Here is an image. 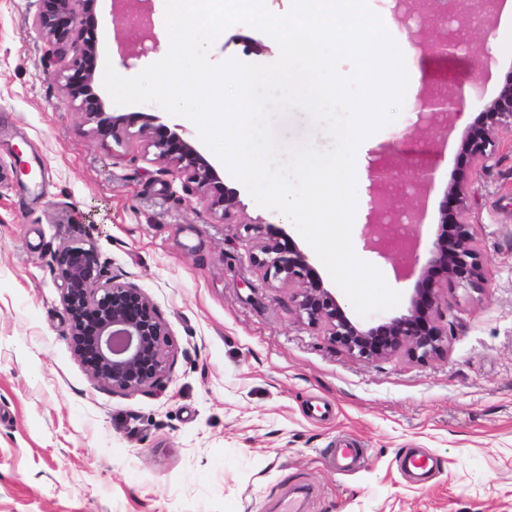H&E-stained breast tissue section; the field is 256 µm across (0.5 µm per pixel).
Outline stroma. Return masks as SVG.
<instances>
[{"mask_svg": "<svg viewBox=\"0 0 512 512\" xmlns=\"http://www.w3.org/2000/svg\"><path fill=\"white\" fill-rule=\"evenodd\" d=\"M417 80L398 119L369 135L351 233L357 256L402 296L414 278L364 245L375 166L391 157L412 194L392 204L418 225L420 250L436 238L451 173L465 167L460 135L512 73V0L470 14L455 51L419 55L421 25L407 0H369ZM37 0H0V163L32 178L0 184V512H512V144L501 145L467 187L468 221L486 268L480 287H449L448 347L419 363L368 361L298 315L295 286L266 277L250 253L259 226L294 224L238 192L231 214L215 207L149 132L121 141L80 112L59 72L64 54L34 24ZM94 89L106 96L113 65L131 77L167 54L166 0H152V31L129 39L111 0H94ZM277 43L244 24L214 41L211 63L268 64ZM461 94L455 131L425 128L419 93ZM282 142L331 138L295 109L276 117ZM92 239L109 275L143 289L170 333L171 369L133 395L94 385L73 356L52 270L67 241ZM364 462L336 469L344 444ZM421 448L431 479L404 477L399 457Z\"/></svg>", "mask_w": 512, "mask_h": 512, "instance_id": "1", "label": "stroma"}]
</instances>
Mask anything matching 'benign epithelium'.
Instances as JSON below:
<instances>
[{"instance_id": "7a95c632", "label": "benign epithelium", "mask_w": 512, "mask_h": 512, "mask_svg": "<svg viewBox=\"0 0 512 512\" xmlns=\"http://www.w3.org/2000/svg\"><path fill=\"white\" fill-rule=\"evenodd\" d=\"M35 16L37 29L58 46L78 44L80 55L65 67V89L79 109L112 131L130 126L138 116L105 117V103L95 92L97 58L96 23L91 13L93 0H39ZM416 49L439 55L452 47L426 36L414 39ZM461 106V99L438 93L415 100L414 109L425 113L426 127L436 135L448 134V112ZM144 127L151 130V145L158 155L178 165V172L213 194V205L229 213L237 204L236 193L224 188L213 165L191 143L155 116ZM512 132V74L486 112L461 138V154L468 166L453 173L446 197L451 206L443 208L441 225L425 262H420L418 245L410 239L406 250L397 254L389 246L385 224L391 207L387 186L388 161H383L375 187L374 206L365 235V248L388 258L399 255L402 277L415 268L420 275L412 289L407 313L363 325L352 319L331 289L295 243L280 233L260 236L253 263L284 283L299 285V315L312 325L323 324L329 340L348 353L366 360L403 354L424 362L443 355L448 327L443 325L442 294L452 284L477 286L485 278V266L473 245L467 218V185L473 172L493 158L499 135ZM53 273L60 282L61 298L69 317L68 343L75 359L91 381L131 395L158 385L169 373V330L149 296L136 285L107 274L94 242L76 240L61 244L53 254Z\"/></svg>"}]
</instances>
